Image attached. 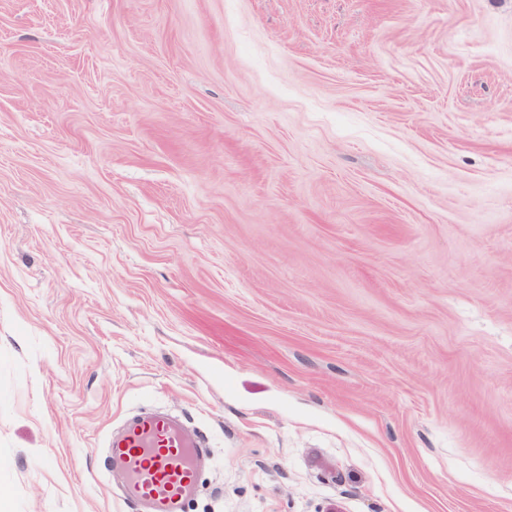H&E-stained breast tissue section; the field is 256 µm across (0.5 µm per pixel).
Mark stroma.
<instances>
[{"mask_svg": "<svg viewBox=\"0 0 512 512\" xmlns=\"http://www.w3.org/2000/svg\"><path fill=\"white\" fill-rule=\"evenodd\" d=\"M512 512V0H0V512ZM112 448L123 464L131 495L146 500L150 512H183L204 451L177 425L164 416L144 417Z\"/></svg>", "mask_w": 512, "mask_h": 512, "instance_id": "stroma-1", "label": "stroma"}]
</instances>
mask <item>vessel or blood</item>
I'll list each match as a JSON object with an SVG mask.
<instances>
[{"label": "vessel or blood", "instance_id": "1", "mask_svg": "<svg viewBox=\"0 0 512 512\" xmlns=\"http://www.w3.org/2000/svg\"><path fill=\"white\" fill-rule=\"evenodd\" d=\"M112 448L123 464L131 495L146 500L150 512H183L203 450L177 425L163 416L144 417Z\"/></svg>", "mask_w": 512, "mask_h": 512}]
</instances>
